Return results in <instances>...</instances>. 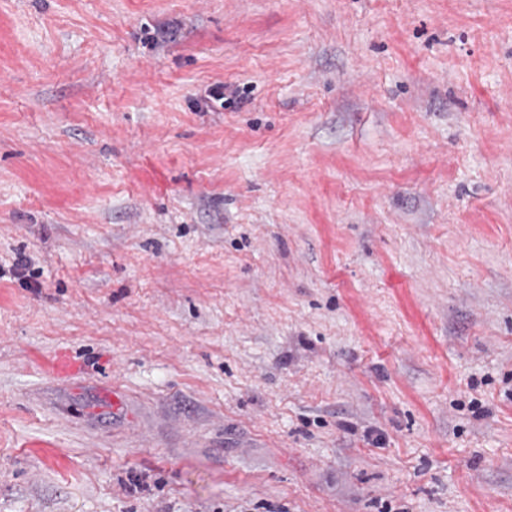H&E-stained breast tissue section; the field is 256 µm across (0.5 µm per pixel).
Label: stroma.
I'll return each mask as SVG.
<instances>
[{
    "mask_svg": "<svg viewBox=\"0 0 512 512\" xmlns=\"http://www.w3.org/2000/svg\"><path fill=\"white\" fill-rule=\"evenodd\" d=\"M0 512H512V0H0Z\"/></svg>",
    "mask_w": 512,
    "mask_h": 512,
    "instance_id": "1",
    "label": "stroma"
}]
</instances>
